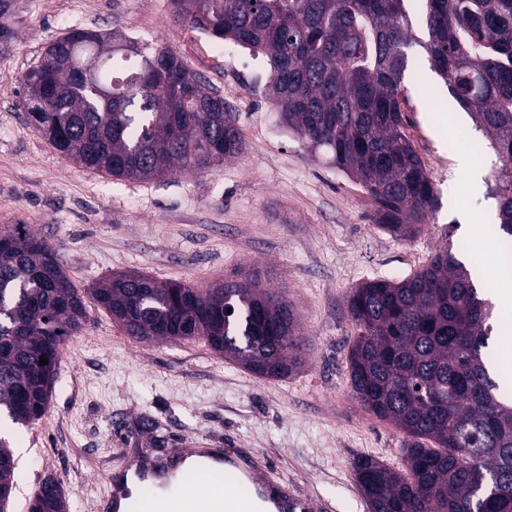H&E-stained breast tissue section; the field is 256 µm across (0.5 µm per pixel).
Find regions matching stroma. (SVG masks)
<instances>
[{"label":"stroma","instance_id":"35a3bbf8","mask_svg":"<svg viewBox=\"0 0 512 512\" xmlns=\"http://www.w3.org/2000/svg\"><path fill=\"white\" fill-rule=\"evenodd\" d=\"M14 38L0 52V230L21 224L58 249L79 294L115 274L197 288L244 280L253 267L297 318L302 362L268 379L202 341L136 339L95 302L67 337L45 415L15 429L16 490L28 512L41 482L60 481L71 512H100L107 470L129 460L168 466L174 448H222L257 459L313 496L317 512H370L353 475L369 455L402 466V432L355 398L346 367L360 329L347 297L369 279L395 280L451 244L495 287L502 242L489 189L500 163L449 95L420 45L408 50L400 100L406 133L439 207L415 238L372 221L361 187L311 154L265 97L268 66L230 42L175 22L170 0H16ZM119 32L168 48L218 91L243 148L216 169L151 181L79 166L26 118L22 78L46 46L74 28ZM481 224L471 235L467 223Z\"/></svg>","mask_w":512,"mask_h":512}]
</instances>
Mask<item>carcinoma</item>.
Masks as SVG:
<instances>
[{"label":"carcinoma","mask_w":512,"mask_h":512,"mask_svg":"<svg viewBox=\"0 0 512 512\" xmlns=\"http://www.w3.org/2000/svg\"><path fill=\"white\" fill-rule=\"evenodd\" d=\"M171 2L182 23L266 61L281 122L364 189L376 224L403 237L438 206L399 102L407 50L419 44L499 160L495 231L512 249V0H423L424 39L413 34L410 0ZM11 12L0 0L3 46L14 37ZM46 52L50 71L39 64L22 80L28 115L86 169L151 180L213 169L243 147L224 98L200 77L176 103L188 68L171 50L78 28ZM0 236V412L26 426L45 414L60 344L84 328L87 310L56 248L22 226ZM260 281L255 272L194 288L121 274L92 297L131 336L173 341L188 326L250 372L282 378L299 364L295 317ZM348 307L361 329L348 354L353 394L405 434L404 471L368 455L354 461L371 512H512V396L482 282L445 246L403 279L358 284ZM14 474L13 436L0 431V512ZM28 512H69L57 480L42 481Z\"/></svg>","instance_id":"cac0c4a2"}]
</instances>
